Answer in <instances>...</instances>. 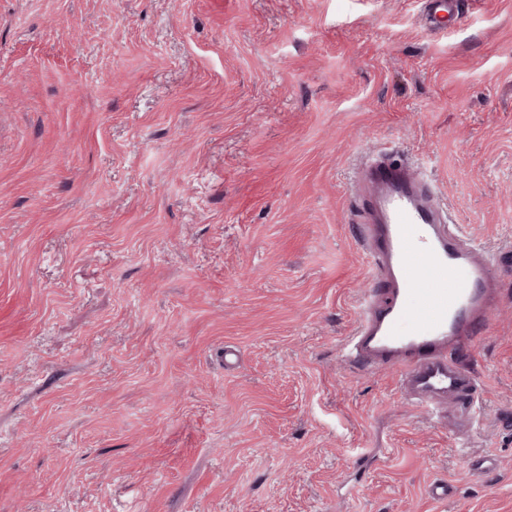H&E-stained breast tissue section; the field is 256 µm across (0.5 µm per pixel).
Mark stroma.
I'll return each instance as SVG.
<instances>
[{"mask_svg": "<svg viewBox=\"0 0 512 512\" xmlns=\"http://www.w3.org/2000/svg\"><path fill=\"white\" fill-rule=\"evenodd\" d=\"M462 2L0 0V512H512V273L471 427L342 352L379 150L512 250V0ZM460 0H424V19L428 27L434 30L442 28L448 15L457 13L461 9Z\"/></svg>", "mask_w": 512, "mask_h": 512, "instance_id": "35a3bbf8", "label": "stroma"}]
</instances>
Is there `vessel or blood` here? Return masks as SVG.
Listing matches in <instances>:
<instances>
[{"label":"vessel or blood","instance_id":"1","mask_svg":"<svg viewBox=\"0 0 512 512\" xmlns=\"http://www.w3.org/2000/svg\"><path fill=\"white\" fill-rule=\"evenodd\" d=\"M423 5L434 30L461 9L459 0ZM351 198L375 281L358 302L352 362L398 370L401 393L422 409L458 399L476 405L473 373L448 353L488 333L502 296L500 268L512 254L493 256L469 242L417 165L372 156L356 172Z\"/></svg>","mask_w":512,"mask_h":512}]
</instances>
